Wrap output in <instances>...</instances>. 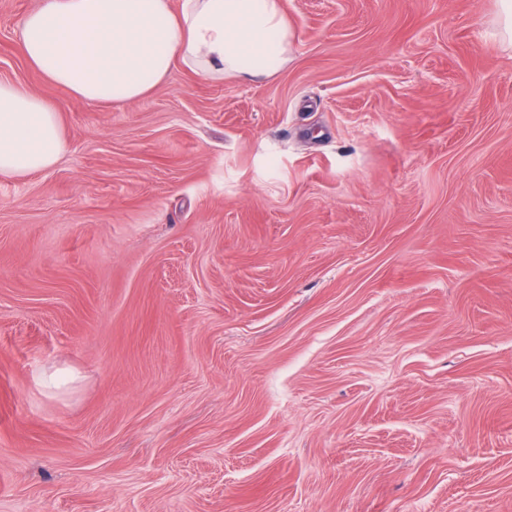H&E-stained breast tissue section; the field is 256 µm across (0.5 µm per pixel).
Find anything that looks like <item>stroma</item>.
<instances>
[{
  "label": "stroma",
  "instance_id": "obj_1",
  "mask_svg": "<svg viewBox=\"0 0 512 512\" xmlns=\"http://www.w3.org/2000/svg\"><path fill=\"white\" fill-rule=\"evenodd\" d=\"M61 114L0 178V512H512L501 0H283L241 83ZM74 373L43 388L41 374Z\"/></svg>",
  "mask_w": 512,
  "mask_h": 512
}]
</instances>
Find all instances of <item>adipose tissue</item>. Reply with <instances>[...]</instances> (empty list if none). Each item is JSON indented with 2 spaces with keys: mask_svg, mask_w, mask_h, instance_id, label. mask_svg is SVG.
Masks as SVG:
<instances>
[{
  "mask_svg": "<svg viewBox=\"0 0 512 512\" xmlns=\"http://www.w3.org/2000/svg\"><path fill=\"white\" fill-rule=\"evenodd\" d=\"M295 31L282 0H41L20 50L48 81L86 101L134 102L174 63L252 79L288 61ZM66 150L57 110L29 87L0 81V178L50 169Z\"/></svg>",
  "mask_w": 512,
  "mask_h": 512,
  "instance_id": "ef3b65f1",
  "label": "adipose tissue"
}]
</instances>
